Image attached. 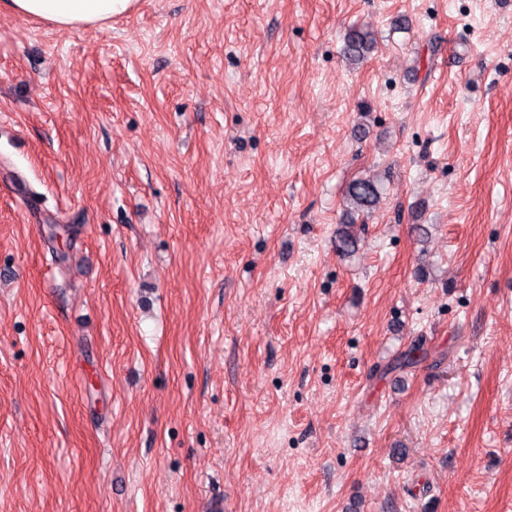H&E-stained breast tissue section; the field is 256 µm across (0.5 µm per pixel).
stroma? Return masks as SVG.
Masks as SVG:
<instances>
[{"instance_id": "stroma-1", "label": "stroma", "mask_w": 512, "mask_h": 512, "mask_svg": "<svg viewBox=\"0 0 512 512\" xmlns=\"http://www.w3.org/2000/svg\"><path fill=\"white\" fill-rule=\"evenodd\" d=\"M213 501L512 512L507 0L0 10V512ZM8 10L36 18L58 30L103 27L133 10L136 0H2ZM381 197L380 187L373 178H360L352 182L347 199L359 208H372Z\"/></svg>"}]
</instances>
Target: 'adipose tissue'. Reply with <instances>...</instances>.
<instances>
[{"label":"adipose tissue","mask_w":512,"mask_h":512,"mask_svg":"<svg viewBox=\"0 0 512 512\" xmlns=\"http://www.w3.org/2000/svg\"><path fill=\"white\" fill-rule=\"evenodd\" d=\"M18 16L35 18L59 29L102 27L133 10L136 0H4Z\"/></svg>","instance_id":"obj_1"}]
</instances>
